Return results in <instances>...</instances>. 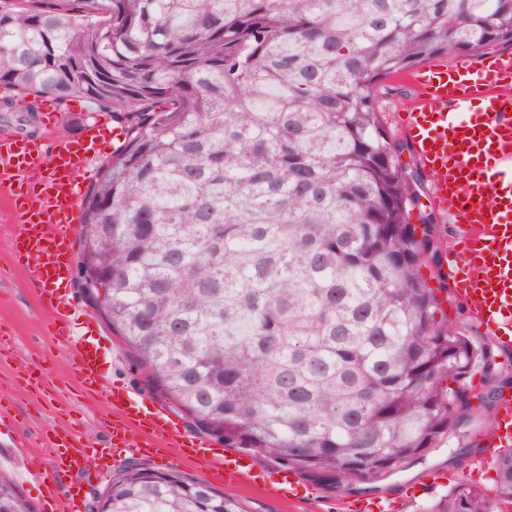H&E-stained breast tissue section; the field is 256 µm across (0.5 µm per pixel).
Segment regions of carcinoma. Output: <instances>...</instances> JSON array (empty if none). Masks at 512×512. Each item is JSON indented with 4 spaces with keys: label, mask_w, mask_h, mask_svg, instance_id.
I'll return each mask as SVG.
<instances>
[{
    "label": "carcinoma",
    "mask_w": 512,
    "mask_h": 512,
    "mask_svg": "<svg viewBox=\"0 0 512 512\" xmlns=\"http://www.w3.org/2000/svg\"><path fill=\"white\" fill-rule=\"evenodd\" d=\"M505 46L512 0L0 6V87L122 113L126 142L83 196L81 259L112 274L99 314L148 387L199 432L350 495L477 421L475 365L512 380L448 322L435 217L410 223L423 178L377 95ZM494 468L497 498L460 482L418 512H502L512 448ZM0 512H28L2 477ZM92 512L241 509L133 461Z\"/></svg>",
    "instance_id": "obj_1"
}]
</instances>
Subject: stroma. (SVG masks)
<instances>
[{"mask_svg": "<svg viewBox=\"0 0 512 512\" xmlns=\"http://www.w3.org/2000/svg\"><path fill=\"white\" fill-rule=\"evenodd\" d=\"M378 95L383 125L389 132L399 133L398 109L412 95L405 76L383 80ZM11 99V112H0V138L13 135L18 120L29 117L33 120L30 136L40 141L41 149L46 153L51 150L55 134L77 139L86 125L95 122L108 132L125 130V123L118 113L103 109L87 98L78 102L70 99L56 105L50 97L32 93H15ZM52 106L56 107L57 114L54 128L49 129L38 113ZM18 224L15 209L0 203V331L8 338L5 349L0 351V476L15 485L31 512H50L51 501L44 486L29 477L28 472L36 467L51 471V460L44 455H23L17 449L18 444H38L44 428L62 426L68 428L77 441L100 448L107 438L106 427L111 424L112 415L94 407L75 385L66 339L48 328V314L12 252L11 239ZM67 291L81 313V322L106 345L101 358L105 382L148 398L144 377L99 313L81 297L75 286H68ZM26 367L44 368L45 384L41 390L29 391L18 385L17 374ZM480 436L477 430L466 435L458 431L444 435L419 460L377 482L374 495H392L403 485L424 481L434 474L439 475L440 481L429 487V494L446 491L458 482L467 481L479 486L487 495H495L492 467L476 469L472 466V457L458 461L453 458L461 441L475 443ZM171 468L207 484L217 493L234 497L241 512H342L346 500L345 494L324 485L317 486V495L311 501L273 500L253 489L229 487L223 479L208 476L203 467L191 461L172 462Z\"/></svg>", "mask_w": 512, "mask_h": 512, "instance_id": "obj_1", "label": "stroma"}]
</instances>
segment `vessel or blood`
Returning <instances> with one entry per match:
<instances>
[{"label":"vessel or blood","instance_id":"vessel-or-blood-1","mask_svg":"<svg viewBox=\"0 0 512 512\" xmlns=\"http://www.w3.org/2000/svg\"><path fill=\"white\" fill-rule=\"evenodd\" d=\"M410 81L416 95L403 107L400 126L417 164L431 180L433 207L458 230L446 255L448 276L483 333L511 348L512 55L427 66ZM84 135L81 141L55 138L48 157L33 139L19 133L0 142V194L19 203L15 255L48 310L50 324L62 334L70 332L73 317L72 303L60 290L72 276L69 227L78 210L80 187L90 173L89 146L99 129L86 126ZM101 348L97 340L76 341L72 367L77 386L107 401L122 418L112 424L108 447L90 451L58 428L44 431L41 445L50 451L55 470L71 478L62 496L54 483L46 485L56 512H84L81 476L89 458L101 461L121 452L152 457L159 439L180 456L222 474L228 483H248L288 500L315 497L313 486L290 479L286 470H256L251 457L190 439L154 405L107 389L100 372ZM497 414L502 433L479 448V463L512 445L511 394L499 397ZM415 496L409 490L392 498H361L349 503L348 512H401L405 499Z\"/></svg>","mask_w":512,"mask_h":512}]
</instances>
